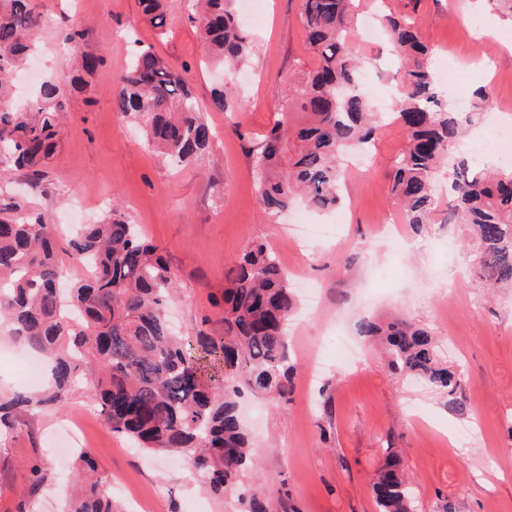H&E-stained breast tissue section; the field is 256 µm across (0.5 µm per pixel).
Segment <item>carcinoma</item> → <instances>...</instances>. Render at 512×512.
Listing matches in <instances>:
<instances>
[{"label":"carcinoma","mask_w":512,"mask_h":512,"mask_svg":"<svg viewBox=\"0 0 512 512\" xmlns=\"http://www.w3.org/2000/svg\"><path fill=\"white\" fill-rule=\"evenodd\" d=\"M138 2L153 28L163 31L162 0ZM199 2L200 35L210 55L222 65L244 62L250 38L235 0ZM360 2L302 0L316 67L286 91L296 101V117L247 141L258 202L269 215L299 198L317 211L339 207L341 160L378 137L376 114L357 80L352 33ZM380 17L401 70L404 145L390 178L403 220L416 228L432 223L438 208L433 183L438 174L448 175L452 216L476 237L471 264L477 284L511 286L512 171H492L464 157L448 163V148L492 107V99L479 91L471 112L444 103L429 47L414 23L391 11ZM38 27L30 0H0V165L26 171L35 192L56 152L64 112L55 81L44 82L26 106L13 103L12 76L29 58ZM82 38L70 26L63 42L73 62L91 70L97 60L78 54ZM116 83L114 110L133 119L165 161L179 166L210 149L213 131L196 108L188 68L178 69L139 45ZM237 104L228 85L212 98L220 111ZM57 236V225L31 202L0 194V318L25 346L54 360L47 390L0 396V424L18 427L24 416L64 406L88 373L91 396L113 432L143 449L182 455L213 493L234 492L245 512H266L261 496L243 487L244 477L258 471V453L239 400L246 393L276 400L290 394L287 326L297 297L277 254L261 241L249 243L226 276L224 335L193 340L175 334L168 322L176 276L139 225L115 208L108 219L81 225L66 252L89 276L68 288L62 287ZM361 334L382 345L395 373L428 384L448 397V408H460L464 371L441 360L429 328L395 318L366 322ZM75 469L65 512H114L95 461L82 453ZM28 473L34 493L47 474L36 463ZM372 492L379 512H416V489L395 455L378 471Z\"/></svg>","instance_id":"carcinoma-1"}]
</instances>
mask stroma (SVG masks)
<instances>
[{
  "label": "stroma",
  "instance_id": "1",
  "mask_svg": "<svg viewBox=\"0 0 512 512\" xmlns=\"http://www.w3.org/2000/svg\"><path fill=\"white\" fill-rule=\"evenodd\" d=\"M164 6L167 30L161 33L142 17L138 0H31L42 20L38 74L53 76L65 100L59 148L36 207L52 215L65 241L80 201L89 204L88 220L103 219L118 203L176 273L170 320L192 336L223 333L224 274L250 241L266 242L288 273L318 284V308L300 297L288 327L295 365L289 402L243 400L263 471L281 485L267 512H377L371 478L390 448L417 490L416 512H512V288L490 295L468 274L465 225L439 219L417 234L391 223L400 209L389 172L403 145L395 106L381 108L368 170L347 173L339 208L319 213L299 205L268 216L257 202L244 137L288 121L284 92L317 63L301 0H266L262 20L246 27L252 54L233 75L207 65L194 0H164ZM385 10L418 23L431 61L448 51L457 55L466 77L447 88L449 100L490 91L495 110L475 125L474 140L484 143L483 158L512 170V155L492 146L512 128L500 114L512 109V55L504 48L512 41V17L494 0H362L359 15ZM482 19L495 35L479 41L472 24ZM68 22L83 32L81 53L104 58L103 66L84 72L65 65L60 33ZM138 40L194 72L195 101L214 133L210 151L197 161L169 166L144 144L134 121L113 108L115 77ZM353 41L364 72L380 67L383 82L398 73L387 41L374 43L360 32ZM228 80L242 102L219 112L211 96ZM306 223L337 231L295 247ZM397 310L431 328L449 365L464 368L463 412L449 410L430 387L401 380L382 349L364 344L360 323ZM66 425L79 436L76 450L94 456L119 512L242 510L236 497L208 493L178 457L139 451L112 432L82 384L65 407L0 433V512H62L74 460L50 440ZM463 427L477 428L474 441H460L456 431ZM34 461L49 480L32 495L25 467Z\"/></svg>",
  "mask_w": 512,
  "mask_h": 512
}]
</instances>
